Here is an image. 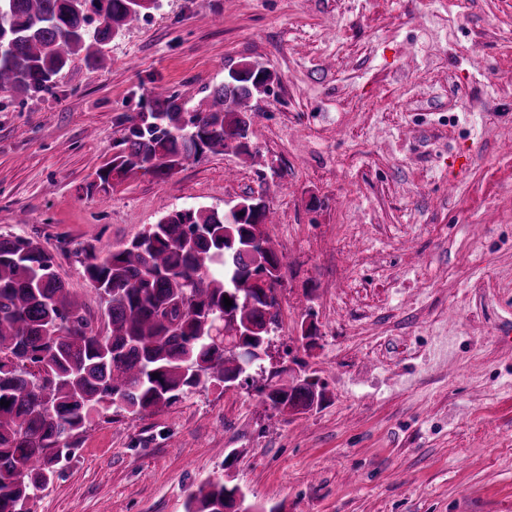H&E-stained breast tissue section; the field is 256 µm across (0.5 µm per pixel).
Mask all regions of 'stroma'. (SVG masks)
Masks as SVG:
<instances>
[{
  "instance_id": "obj_1",
  "label": "stroma",
  "mask_w": 512,
  "mask_h": 512,
  "mask_svg": "<svg viewBox=\"0 0 512 512\" xmlns=\"http://www.w3.org/2000/svg\"><path fill=\"white\" fill-rule=\"evenodd\" d=\"M246 64L272 75L248 152L87 194L154 87L196 102ZM260 195L283 256L263 367L314 372L322 405L200 386L94 420L34 512H185L218 476L280 512H512V0H160L98 69L0 93V235L93 319L76 248Z\"/></svg>"
}]
</instances>
